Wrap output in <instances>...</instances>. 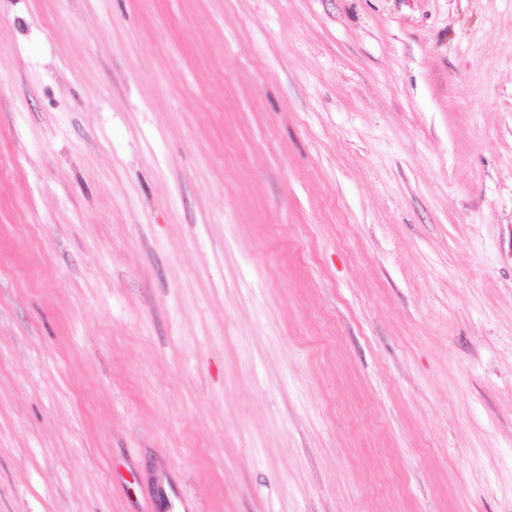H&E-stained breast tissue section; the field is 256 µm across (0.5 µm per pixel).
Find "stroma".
Listing matches in <instances>:
<instances>
[{
	"label": "stroma",
	"mask_w": 512,
	"mask_h": 512,
	"mask_svg": "<svg viewBox=\"0 0 512 512\" xmlns=\"http://www.w3.org/2000/svg\"><path fill=\"white\" fill-rule=\"evenodd\" d=\"M0 512H512V0H0Z\"/></svg>",
	"instance_id": "obj_1"
}]
</instances>
